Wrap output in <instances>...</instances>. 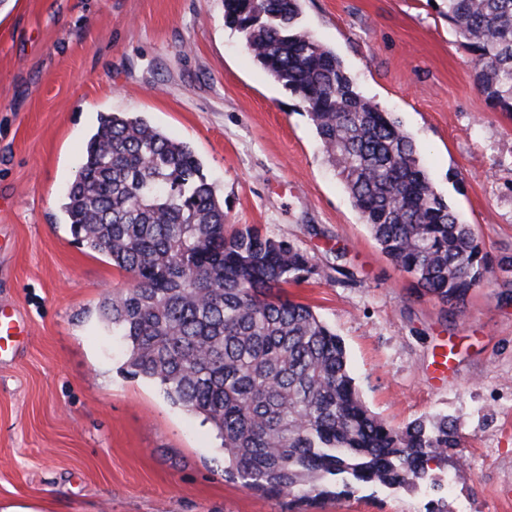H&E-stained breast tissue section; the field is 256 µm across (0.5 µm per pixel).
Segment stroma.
<instances>
[{"mask_svg": "<svg viewBox=\"0 0 512 512\" xmlns=\"http://www.w3.org/2000/svg\"><path fill=\"white\" fill-rule=\"evenodd\" d=\"M300 26L393 112L473 226L494 274L463 313L381 252L298 98L257 64L224 0H0V308L28 334L0 357V512H512V115L476 83L445 0H300ZM196 152L228 223L292 242L321 275L283 287L339 335L389 425L457 420L417 484L265 495L224 475L210 424L122 373L101 316L130 285L62 211L101 115Z\"/></svg>", "mask_w": 512, "mask_h": 512, "instance_id": "1", "label": "stroma"}]
</instances>
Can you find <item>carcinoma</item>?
Returning <instances> with one entry per match:
<instances>
[{"instance_id": "carcinoma-1", "label": "carcinoma", "mask_w": 512, "mask_h": 512, "mask_svg": "<svg viewBox=\"0 0 512 512\" xmlns=\"http://www.w3.org/2000/svg\"><path fill=\"white\" fill-rule=\"evenodd\" d=\"M491 106L512 114V0H447ZM299 0H224L226 23L302 103L381 252L463 313L490 268L437 193L394 113L300 28ZM82 245L131 286L103 305L126 373L209 422L224 475L271 496H348L422 481L461 445L448 416L394 428L362 402L342 339L282 285L321 274L307 253L226 222L195 152L139 117L100 116L63 204Z\"/></svg>"}]
</instances>
